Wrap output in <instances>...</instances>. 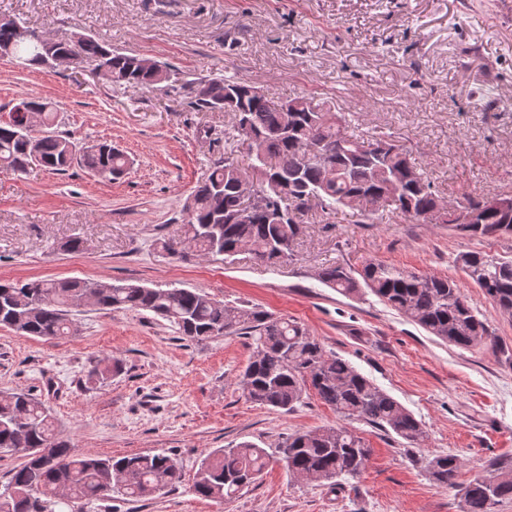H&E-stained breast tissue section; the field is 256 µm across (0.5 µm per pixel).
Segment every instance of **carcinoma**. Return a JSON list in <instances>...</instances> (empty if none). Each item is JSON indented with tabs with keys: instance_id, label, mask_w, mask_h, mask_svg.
Wrapping results in <instances>:
<instances>
[{
	"instance_id": "obj_1",
	"label": "carcinoma",
	"mask_w": 512,
	"mask_h": 512,
	"mask_svg": "<svg viewBox=\"0 0 512 512\" xmlns=\"http://www.w3.org/2000/svg\"><path fill=\"white\" fill-rule=\"evenodd\" d=\"M38 38L72 70L102 68L107 81L126 87L187 90L198 110L233 114V137L239 144L255 142L251 166H240L236 150L224 151L185 202L182 242L199 257L244 249L275 264L291 254L304 216L313 207L327 215L349 208L366 217L390 208L423 222L439 208L433 182L404 148L352 129L345 114L311 97L278 102L254 84L235 78L183 83L172 68L165 67L162 75L145 66L147 58L116 51L92 35L73 33L59 40L15 19H0V51L10 49L12 57L27 67L48 68L50 58L30 49ZM31 103L40 117L39 133L20 116L0 123L1 171L24 174L39 166L63 173L80 165L109 181L126 175L131 161L124 152L108 141L79 148L55 129L57 111L50 103ZM247 173L255 180L258 196L245 215L239 187ZM465 200L479 212L480 223L458 224L457 229L479 238L512 233V216L484 207L480 196L468 193ZM456 264L502 314L512 318V260L475 250L460 254ZM319 280L344 296L368 289L444 343L462 349L487 343L509 353L497 344L460 283L451 277L372 260L358 271L328 266ZM90 295L101 310L150 311L189 341L252 337L253 360L239 383L255 405L291 412L312 389L345 420L392 432L410 445L424 442L423 424L413 412L349 361L326 351L302 324L258 307L238 308L232 319L228 306L200 290L127 282L100 288L94 281L77 279L0 282V327L44 339L71 336V313ZM20 441L26 447L23 462L0 492V512H55L60 504L107 500L114 494L137 500L183 483L178 463L163 452L118 458L72 453L58 437L55 418L44 403L15 392L0 397V450L10 451ZM280 453L294 477L335 488L361 476L371 449L356 430L337 424L288 435ZM268 461L266 451L251 442L214 450L201 460L192 490L218 502L231 499L261 474ZM461 467V459L452 454L425 458L428 475L440 485H455ZM460 494L463 512H493L501 500L511 499L512 456L490 458L461 486Z\"/></svg>"
}]
</instances>
